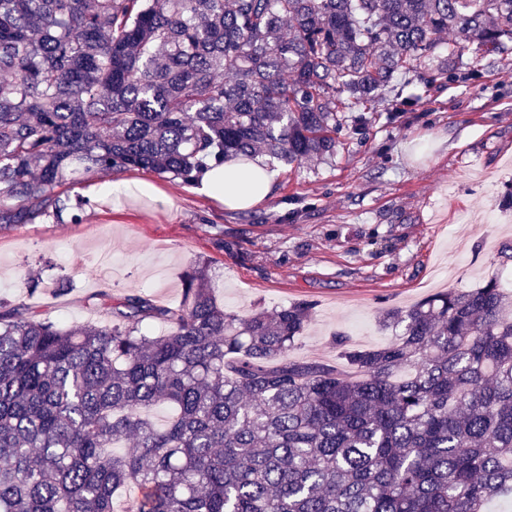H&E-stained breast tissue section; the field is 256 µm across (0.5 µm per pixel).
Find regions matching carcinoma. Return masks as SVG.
<instances>
[{"mask_svg": "<svg viewBox=\"0 0 512 512\" xmlns=\"http://www.w3.org/2000/svg\"><path fill=\"white\" fill-rule=\"evenodd\" d=\"M512 47V0H0V228L84 201L88 172L194 184L264 149L336 147L424 69L480 72ZM88 300L62 327L0 302V512H485L512 496V293L500 280L386 313L388 342L290 351L315 306L224 310L205 270L183 301ZM146 319L166 325L148 335ZM176 416L162 429L149 416ZM121 453L109 452L127 441Z\"/></svg>", "mask_w": 512, "mask_h": 512, "instance_id": "carcinoma-1", "label": "carcinoma"}]
</instances>
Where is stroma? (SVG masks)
Segmentation results:
<instances>
[{"label": "stroma", "instance_id": "obj_1", "mask_svg": "<svg viewBox=\"0 0 512 512\" xmlns=\"http://www.w3.org/2000/svg\"><path fill=\"white\" fill-rule=\"evenodd\" d=\"M412 91V105L392 92L363 113L333 153L273 163L263 207L229 212L145 170L171 208L104 204L78 224L0 229V300L68 327L104 324L90 295L175 305L203 264L226 311L314 302L295 358L336 362L337 332L358 347L385 343L388 310L500 277L512 246V53L487 57L478 79H419ZM59 278L69 287L57 294Z\"/></svg>", "mask_w": 512, "mask_h": 512}]
</instances>
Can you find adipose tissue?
<instances>
[{
	"mask_svg": "<svg viewBox=\"0 0 512 512\" xmlns=\"http://www.w3.org/2000/svg\"><path fill=\"white\" fill-rule=\"evenodd\" d=\"M275 174L258 158L230 160L205 171L199 188L207 196L223 203L228 211H247L264 205L271 197ZM109 197L113 202L124 200L166 203L167 198L151 182L143 178H122L89 188L90 203Z\"/></svg>",
	"mask_w": 512,
	"mask_h": 512,
	"instance_id": "obj_1",
	"label": "adipose tissue"
}]
</instances>
